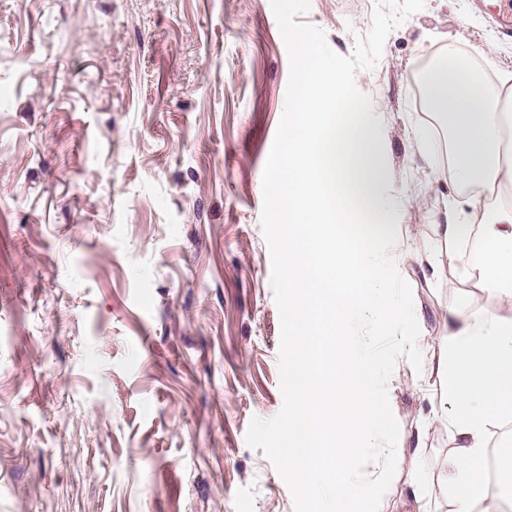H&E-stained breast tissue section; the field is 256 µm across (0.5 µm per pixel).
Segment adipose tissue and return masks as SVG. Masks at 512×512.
<instances>
[{
    "mask_svg": "<svg viewBox=\"0 0 512 512\" xmlns=\"http://www.w3.org/2000/svg\"><path fill=\"white\" fill-rule=\"evenodd\" d=\"M295 50V122L281 165L286 179L269 190L280 200L272 222L282 213L303 215L288 227L285 260L293 318L292 335L308 385L294 408L298 443L288 451L311 512H388L380 498L366 495L376 485L374 472L353 469L355 448L344 437L355 427L365 447H373L386 424L375 405L380 369L367 349L339 347L332 321L350 316L387 315L404 334L395 358L442 378L448 397L436 421L447 431L446 481L454 489L451 512H502L484 481L492 452L490 431L512 423V213L478 227L476 269L484 291L494 296V311L449 307L447 333L440 346L423 348L420 326L391 293L389 261L351 253V242L375 243L379 225L356 228L354 238L336 234L319 222L307 196L308 186L341 187L353 198L372 202L379 177L377 134L367 113L356 112L343 125L317 119L325 104L313 89L320 78L315 50L299 32L287 33ZM427 92L451 119L454 180L472 188V213L485 208L482 187L512 186V86L487 91L473 72L441 64L425 75Z\"/></svg>",
    "mask_w": 512,
    "mask_h": 512,
    "instance_id": "adipose-tissue-1",
    "label": "adipose tissue"
}]
</instances>
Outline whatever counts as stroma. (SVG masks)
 Returning a JSON list of instances; mask_svg holds the SVG:
<instances>
[{"label": "stroma", "mask_w": 512, "mask_h": 512, "mask_svg": "<svg viewBox=\"0 0 512 512\" xmlns=\"http://www.w3.org/2000/svg\"><path fill=\"white\" fill-rule=\"evenodd\" d=\"M374 0H311L304 23L350 55ZM467 53L488 88L512 37L478 0H426L356 74L386 177L377 209L331 205L338 231L388 214L390 288L444 334L450 302L494 306L434 227L472 220L413 86L424 60ZM290 63L270 0H0V512H294L245 433L283 406L280 313L260 226L262 173ZM402 325L371 341L395 465L376 493L450 512L436 377L394 360ZM416 467L420 481L404 483Z\"/></svg>", "instance_id": "stroma-1"}]
</instances>
